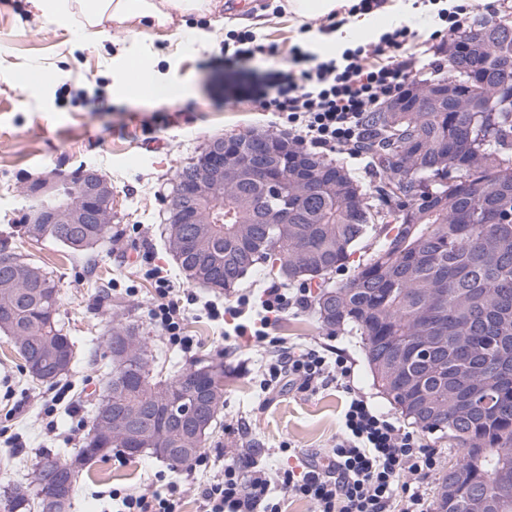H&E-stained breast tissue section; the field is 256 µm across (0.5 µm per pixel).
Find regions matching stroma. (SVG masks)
Masks as SVG:
<instances>
[{
  "instance_id": "35a3bbf8",
  "label": "stroma",
  "mask_w": 512,
  "mask_h": 512,
  "mask_svg": "<svg viewBox=\"0 0 512 512\" xmlns=\"http://www.w3.org/2000/svg\"><path fill=\"white\" fill-rule=\"evenodd\" d=\"M199 26L215 34L204 47L187 42L190 29ZM236 27L277 44L279 56L225 62L224 38ZM299 29L297 19L274 10L269 0H245L241 8L219 0L210 14L178 16L164 28L147 26L133 36L110 25L79 40L74 21L45 19L34 0H0V40L8 44L0 51V243L8 242L50 272L77 360L53 385L33 382L10 338L0 333V486L31 473L42 451L82 447L92 425L90 405L104 387L105 340L116 321L138 326L156 354V378L201 361L223 363L224 408L203 450L207 466L176 471L157 458H132L113 449L88 465L71 512H112L113 491H162L171 482L182 490L179 512H198L197 488L223 472L227 449H260L263 463L280 468L288 464L283 445L310 456L334 445L342 389L331 385L311 394L287 386L263 393L256 374L274 348L226 335L224 322L204 309L208 303L235 304L240 295L257 298L277 285V278L254 274L237 295H218L186 280L163 243L176 175L212 139L287 132V123L262 111L256 99L285 67ZM127 53L152 56L166 83L177 87L176 97L147 101L113 93V77ZM38 71L50 74V81L36 80ZM82 164L96 166L111 181V227L121 233L119 243L97 249L92 268L53 240H29L19 225L26 182ZM156 266L176 291L195 297L184 321L186 335L196 341L191 353L169 345L148 318L154 282L146 271ZM270 334L346 358L351 385L396 426L413 430L375 386L360 336L321 327L310 307L290 310Z\"/></svg>"
}]
</instances>
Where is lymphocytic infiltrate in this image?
I'll list each match as a JSON object with an SVG mask.
<instances>
[{
  "instance_id": "f902f5d3",
  "label": "lymphocytic infiltrate",
  "mask_w": 512,
  "mask_h": 512,
  "mask_svg": "<svg viewBox=\"0 0 512 512\" xmlns=\"http://www.w3.org/2000/svg\"><path fill=\"white\" fill-rule=\"evenodd\" d=\"M470 8L452 6L441 13L447 30L420 38L408 24L383 33L378 42L323 58L309 45H294L287 70L257 103L262 111L283 116L298 131L300 143L339 150L359 157L358 144L366 112L402 95L418 56L428 55L447 32L464 28ZM156 300L149 316L164 337L183 351L193 347L182 330V304L159 269H151ZM264 311L252 326L256 343L278 349L268 363L262 386L273 390L289 382L307 392L329 383H344L350 375L344 358L329 359L318 347L296 348L270 337L271 315L291 305L307 307L306 289L288 294L264 289ZM342 431L323 459L301 462L299 470L259 466L249 454L234 450L224 460V472L199 488V512H282L278 493L312 504L314 512H432L428 481L438 468L435 450L424 447L376 410L359 391L348 389Z\"/></svg>"
}]
</instances>
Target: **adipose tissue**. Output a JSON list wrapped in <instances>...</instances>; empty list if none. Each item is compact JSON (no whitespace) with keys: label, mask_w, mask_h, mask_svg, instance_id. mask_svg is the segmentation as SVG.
Returning a JSON list of instances; mask_svg holds the SVG:
<instances>
[{"label":"adipose tissue","mask_w":512,"mask_h":512,"mask_svg":"<svg viewBox=\"0 0 512 512\" xmlns=\"http://www.w3.org/2000/svg\"><path fill=\"white\" fill-rule=\"evenodd\" d=\"M46 15L77 16L81 29L112 23L120 28L140 25L166 27L175 15H205L215 7L214 0H38Z\"/></svg>","instance_id":"1"}]
</instances>
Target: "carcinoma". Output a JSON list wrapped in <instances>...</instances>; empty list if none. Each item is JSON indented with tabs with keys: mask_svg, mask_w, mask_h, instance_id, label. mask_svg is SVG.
Wrapping results in <instances>:
<instances>
[{
	"mask_svg": "<svg viewBox=\"0 0 512 512\" xmlns=\"http://www.w3.org/2000/svg\"><path fill=\"white\" fill-rule=\"evenodd\" d=\"M512 24L477 19L453 46L448 76L423 81L405 94L402 112L386 107L369 114L362 152L372 168L379 204L344 165L299 148L294 163H281L284 133L239 134L229 148L251 163L253 139H267L259 163L285 183L271 198L249 170L195 198L191 222L169 215L166 243L184 277L226 296L250 274L275 272L291 284H315L319 322L354 331L379 390L418 428L448 437L460 452L454 512H473L472 491L481 489L491 512H512V484L497 478L512 471ZM196 163L176 176L172 198L188 190ZM317 184L303 195L302 180ZM54 194L75 216L85 208L78 179ZM43 180L22 192L23 235L50 238L73 257H92L109 240L104 223L112 207L101 197V220L53 224L28 217L49 201ZM288 206V223L272 211ZM373 238L372 251L348 278L333 282L356 247ZM60 298L50 272L21 253L0 246V331L11 337L29 377L51 384L69 372L75 341L59 318ZM129 337L135 350L115 360L112 338ZM106 348L111 371L95 402L94 435L84 443L79 466L126 447L114 412L133 421L165 424L171 388L191 397L211 394L207 427L194 440L166 439V448L194 452L168 461L179 469L197 459L224 406V363L181 369L171 378L152 374L154 355L129 324L115 323ZM491 394L489 404H462L469 390ZM71 459L43 454L30 478L4 485L0 512H69L73 497L56 500L45 468Z\"/></svg>",
	"mask_w": 512,
	"mask_h": 512,
	"instance_id": "carcinoma-1",
	"label": "carcinoma"
}]
</instances>
